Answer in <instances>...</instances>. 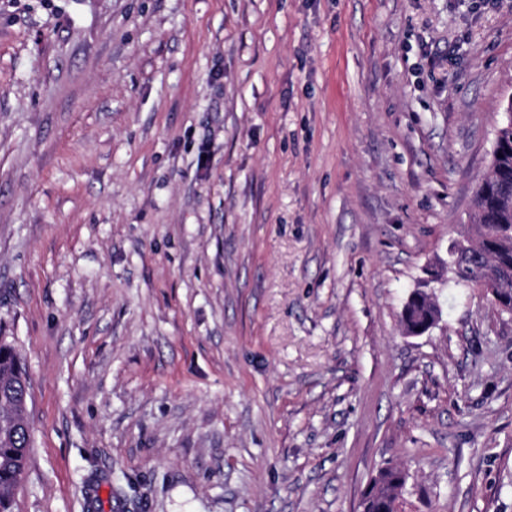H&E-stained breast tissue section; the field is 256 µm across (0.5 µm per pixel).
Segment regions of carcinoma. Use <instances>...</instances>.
<instances>
[{
  "label": "carcinoma",
  "instance_id": "cac0c4a2",
  "mask_svg": "<svg viewBox=\"0 0 512 512\" xmlns=\"http://www.w3.org/2000/svg\"><path fill=\"white\" fill-rule=\"evenodd\" d=\"M501 173L479 181L474 194L473 223L489 225L492 242L503 241L497 254L495 272L512 286V131L502 132L500 150ZM457 281L470 287L485 277L481 265L472 258L452 254ZM427 312V301L411 299L406 302L402 321L417 324ZM27 375L14 347L0 341V512H9L11 494L25 470L30 448L27 429L16 423L22 413L20 403ZM407 473L399 467H386L379 471L366 492L364 512H391L393 500L403 494Z\"/></svg>",
  "mask_w": 512,
  "mask_h": 512
}]
</instances>
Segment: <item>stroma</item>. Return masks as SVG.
I'll list each match as a JSON object with an SVG mask.
<instances>
[{
  "label": "stroma",
  "mask_w": 512,
  "mask_h": 512,
  "mask_svg": "<svg viewBox=\"0 0 512 512\" xmlns=\"http://www.w3.org/2000/svg\"><path fill=\"white\" fill-rule=\"evenodd\" d=\"M511 96L512 0H0L11 512H512V314L448 272ZM29 386L18 354L0 341V512H9L13 488L25 470L30 436L16 423L22 413L20 403ZM407 476L399 467L381 469L363 498V512H390L393 500L403 494Z\"/></svg>",
  "instance_id": "obj_1"
}]
</instances>
